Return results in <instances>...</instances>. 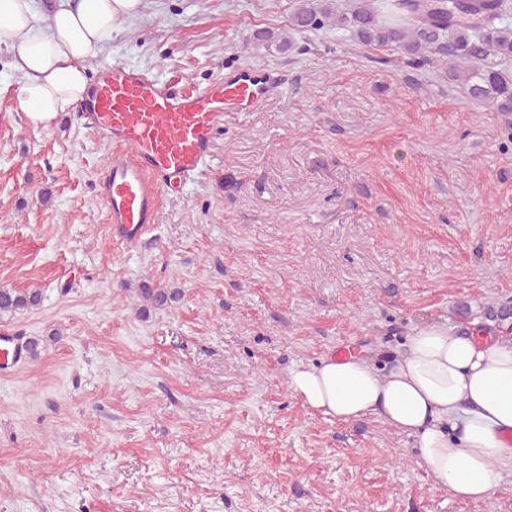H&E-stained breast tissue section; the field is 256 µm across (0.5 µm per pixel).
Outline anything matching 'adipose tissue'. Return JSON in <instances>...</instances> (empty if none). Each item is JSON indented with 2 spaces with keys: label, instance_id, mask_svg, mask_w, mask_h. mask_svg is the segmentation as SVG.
Masks as SVG:
<instances>
[{
  "label": "adipose tissue",
  "instance_id": "obj_1",
  "mask_svg": "<svg viewBox=\"0 0 512 512\" xmlns=\"http://www.w3.org/2000/svg\"><path fill=\"white\" fill-rule=\"evenodd\" d=\"M144 0H0V51L19 78L34 126L80 111L89 63ZM289 387L305 406L343 422L375 416L414 436L427 471L462 499L480 501L512 476V337L477 320L418 328L385 359L366 351L326 355L294 370Z\"/></svg>",
  "mask_w": 512,
  "mask_h": 512
}]
</instances>
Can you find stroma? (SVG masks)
<instances>
[{"label": "stroma", "instance_id": "35a3bbf8", "mask_svg": "<svg viewBox=\"0 0 512 512\" xmlns=\"http://www.w3.org/2000/svg\"><path fill=\"white\" fill-rule=\"evenodd\" d=\"M294 6L146 0L91 63L177 92L249 65L275 83L134 247L96 189L116 149L73 112L33 127L0 55V288L40 293L0 331L43 341L0 370V512H512V477L453 497L415 438L289 389L325 354L512 302L504 116L345 40L255 47ZM146 285L178 297L147 305Z\"/></svg>", "mask_w": 512, "mask_h": 512}]
</instances>
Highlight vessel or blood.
I'll use <instances>...</instances> for the list:
<instances>
[{
  "instance_id": "obj_1",
  "label": "vessel or blood",
  "mask_w": 512,
  "mask_h": 512,
  "mask_svg": "<svg viewBox=\"0 0 512 512\" xmlns=\"http://www.w3.org/2000/svg\"><path fill=\"white\" fill-rule=\"evenodd\" d=\"M271 89L268 70L257 66L176 93L128 64L104 65L79 117L123 152L98 182L115 237L137 244L156 222L164 191L191 182L207 165L227 110L251 111Z\"/></svg>"
}]
</instances>
